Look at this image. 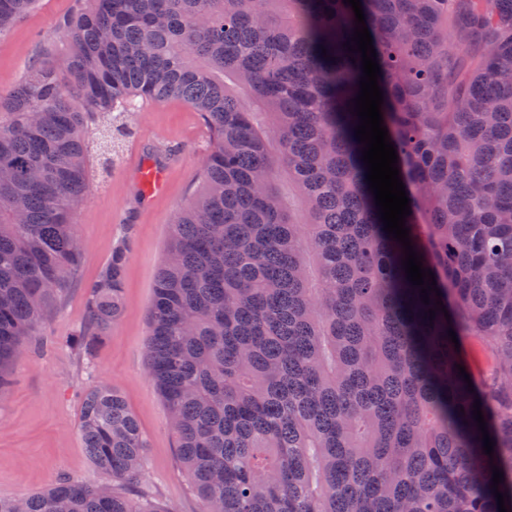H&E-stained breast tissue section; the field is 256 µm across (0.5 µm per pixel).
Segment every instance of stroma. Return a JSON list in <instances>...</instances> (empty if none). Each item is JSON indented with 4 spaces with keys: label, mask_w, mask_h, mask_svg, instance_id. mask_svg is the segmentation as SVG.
I'll return each instance as SVG.
<instances>
[{
    "label": "stroma",
    "mask_w": 512,
    "mask_h": 512,
    "mask_svg": "<svg viewBox=\"0 0 512 512\" xmlns=\"http://www.w3.org/2000/svg\"><path fill=\"white\" fill-rule=\"evenodd\" d=\"M78 0H38L36 6L0 33V94L11 92L31 68L65 47L60 25ZM118 161L102 167L91 156L93 188L74 220L83 257L66 293L38 332L44 344L28 349L11 367L0 396V498L40 491L66 476L96 485L105 480L79 435L87 390L109 383L124 395L147 439L143 484L175 512H198L199 503L176 455L170 415L147 374L144 346L148 309L176 212L196 194L207 131L179 100L157 102L129 120ZM167 164L166 187L142 193L138 174L154 160ZM127 252L123 308L107 341L86 357L65 340L85 322L90 286L102 275L115 248Z\"/></svg>",
    "instance_id": "obj_1"
}]
</instances>
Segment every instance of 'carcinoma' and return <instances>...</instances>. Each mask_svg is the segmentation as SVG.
<instances>
[{
  "instance_id": "cac0c4a2",
  "label": "carcinoma",
  "mask_w": 512,
  "mask_h": 512,
  "mask_svg": "<svg viewBox=\"0 0 512 512\" xmlns=\"http://www.w3.org/2000/svg\"><path fill=\"white\" fill-rule=\"evenodd\" d=\"M360 2L428 305L366 181L343 0H83L67 53L0 96V395L81 261L88 122L110 159L146 105L203 120L145 344L198 512H499L493 464L512 512V0ZM36 3L0 0V32ZM125 260L69 347L107 337ZM450 330L485 338L496 386L468 391ZM79 432L110 493L61 478L0 512H174L142 490L147 442L116 387L85 394Z\"/></svg>"
}]
</instances>
